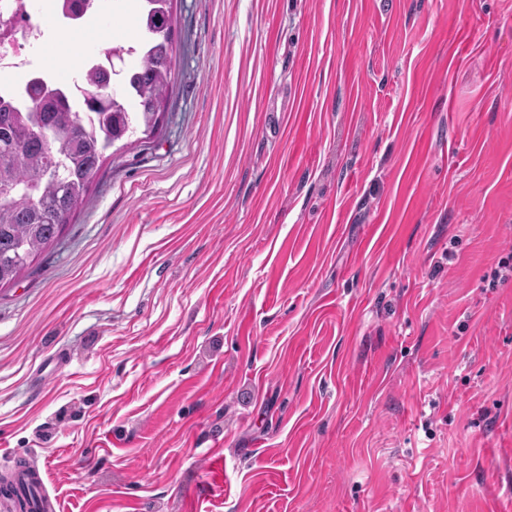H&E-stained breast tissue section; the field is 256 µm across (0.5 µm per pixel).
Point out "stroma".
Wrapping results in <instances>:
<instances>
[{"label":"stroma","instance_id":"35a3bbf8","mask_svg":"<svg viewBox=\"0 0 512 512\" xmlns=\"http://www.w3.org/2000/svg\"><path fill=\"white\" fill-rule=\"evenodd\" d=\"M177 81L0 290V482L59 512H512V0H175ZM131 7L60 42L76 73ZM30 468H23L15 477V489L18 493H28L26 512H55V498H52L43 482L39 484V475ZM32 472L34 475H32ZM35 481L37 483H35ZM55 503H54V502Z\"/></svg>","mask_w":512,"mask_h":512}]
</instances>
